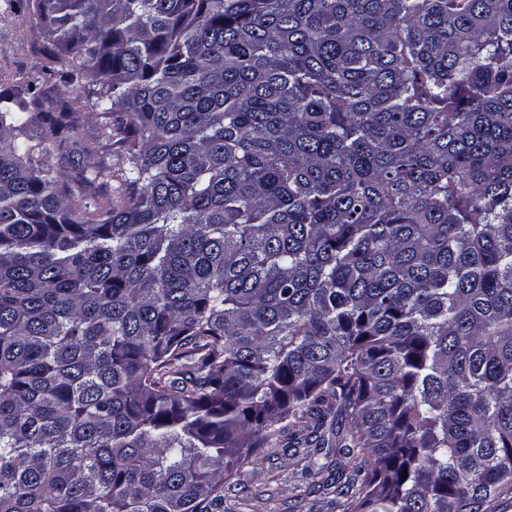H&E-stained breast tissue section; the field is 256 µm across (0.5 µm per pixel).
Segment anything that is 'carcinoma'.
<instances>
[{
  "instance_id": "cac0c4a2",
  "label": "carcinoma",
  "mask_w": 512,
  "mask_h": 512,
  "mask_svg": "<svg viewBox=\"0 0 512 512\" xmlns=\"http://www.w3.org/2000/svg\"><path fill=\"white\" fill-rule=\"evenodd\" d=\"M8 2L74 97L0 91V512H224L276 441L512 494V0Z\"/></svg>"
}]
</instances>
